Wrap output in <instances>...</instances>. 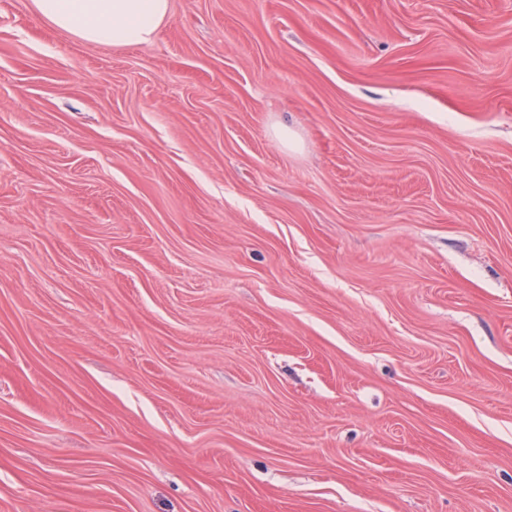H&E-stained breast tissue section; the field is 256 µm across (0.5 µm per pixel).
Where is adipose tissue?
Wrapping results in <instances>:
<instances>
[{"mask_svg": "<svg viewBox=\"0 0 512 512\" xmlns=\"http://www.w3.org/2000/svg\"><path fill=\"white\" fill-rule=\"evenodd\" d=\"M57 29L102 48L152 43L170 12V0H31Z\"/></svg>", "mask_w": 512, "mask_h": 512, "instance_id": "1", "label": "adipose tissue"}]
</instances>
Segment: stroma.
Segmentation results:
<instances>
[{
	"instance_id": "stroma-1",
	"label": "stroma",
	"mask_w": 512,
	"mask_h": 512,
	"mask_svg": "<svg viewBox=\"0 0 512 512\" xmlns=\"http://www.w3.org/2000/svg\"><path fill=\"white\" fill-rule=\"evenodd\" d=\"M0 512H512V0H0ZM57 29L102 48L152 43L170 13V0H31Z\"/></svg>"
}]
</instances>
